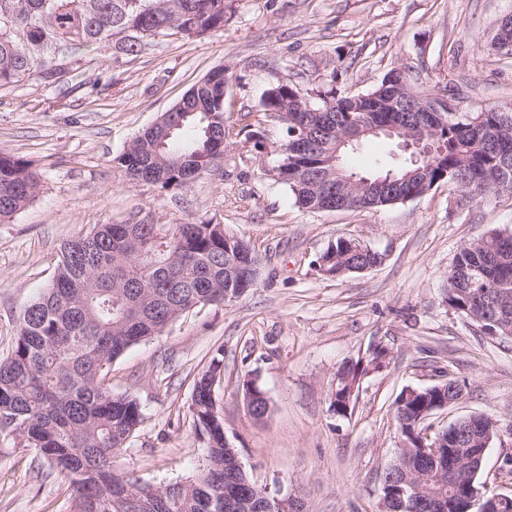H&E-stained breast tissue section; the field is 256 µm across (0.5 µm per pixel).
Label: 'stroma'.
I'll use <instances>...</instances> for the list:
<instances>
[{
	"label": "stroma",
	"mask_w": 512,
	"mask_h": 512,
	"mask_svg": "<svg viewBox=\"0 0 512 512\" xmlns=\"http://www.w3.org/2000/svg\"><path fill=\"white\" fill-rule=\"evenodd\" d=\"M509 14L512 0H224L223 29L202 39L164 38L135 56L106 47L54 85L0 88V154L42 179L36 200L0 222V356L50 282L62 241L96 224H221L259 250V281L229 304L182 314L113 362V393L134 398L144 416L112 456L115 475L154 485L201 475L207 442L192 421V387L220 351L227 439L253 481L298 497L304 512H379L381 476L400 446L393 402L442 372L464 396L434 412L429 430L470 414L495 420L484 475L501 490L512 339L480 333L448 306L444 283L461 244L491 229L512 234V195L460 206L442 182L381 209L311 212L265 170L246 130L227 141L218 170L183 189L128 182L114 159L218 66L231 112L261 109L280 82L365 93L392 69L454 112L512 107V56L491 47ZM340 236L382 252V264L321 275L315 261ZM378 347L384 367L362 376L349 412L336 414L342 367ZM247 378L269 401L263 419L244 404ZM0 512H75L73 488L35 450L0 436Z\"/></svg>",
	"instance_id": "stroma-1"
}]
</instances>
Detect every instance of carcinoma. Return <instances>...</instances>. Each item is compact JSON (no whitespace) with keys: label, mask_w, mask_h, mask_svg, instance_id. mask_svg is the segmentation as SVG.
<instances>
[{"label":"carcinoma","mask_w":512,"mask_h":512,"mask_svg":"<svg viewBox=\"0 0 512 512\" xmlns=\"http://www.w3.org/2000/svg\"><path fill=\"white\" fill-rule=\"evenodd\" d=\"M224 27V0H0V88L30 77L44 85L80 68V52L110 45L127 54L171 35L201 38ZM224 72H210L179 100L180 122L164 121L139 133L114 162L125 178L162 189L188 186L224 158V143L237 126L260 127L272 120L285 137L255 147L276 156L272 169L288 163L278 181L309 211L375 209V199L352 185H329L320 173L339 152L340 164L353 147L336 149V135L355 122L378 117L361 112L358 95L336 88L306 94L286 84L271 87L259 113L225 110ZM511 120L488 108L445 113L434 133L440 145L425 166L429 185L446 181L469 201L489 203L512 194ZM191 142L176 147L183 132ZM309 134L318 153L295 158L282 152ZM412 168L411 154L372 179ZM41 180L23 160L0 155V221L25 209L38 196ZM356 239L340 236L316 259L319 271L342 278L382 254L354 251ZM259 274L261 259L250 243L222 224H96L60 245L51 284L22 312L11 351L0 358V434L34 448L74 486L80 512H230L224 504L247 502L245 512H272L275 496L254 491L238 449L224 438V418L215 391L224 360L215 356L194 380L190 412L206 437L203 474L182 483L154 486L112 473V453L126 447L143 421L137 401L115 395L108 376L129 347L160 336L187 309L220 305L239 297L242 262ZM446 301L477 328L512 338V234L492 229L464 243L448 271ZM380 348L362 365L341 371L334 394L336 413L345 414L351 392L369 369L386 359ZM453 377L407 389L394 403L396 429L404 442L401 460L388 467L380 488L381 512H431L429 498L455 500L467 512H512V493L501 507L488 493L474 506L470 488L481 468L470 463L448 483V430L422 439L432 407L460 398ZM435 449L429 457L423 447Z\"/></svg>","instance_id":"obj_1"}]
</instances>
